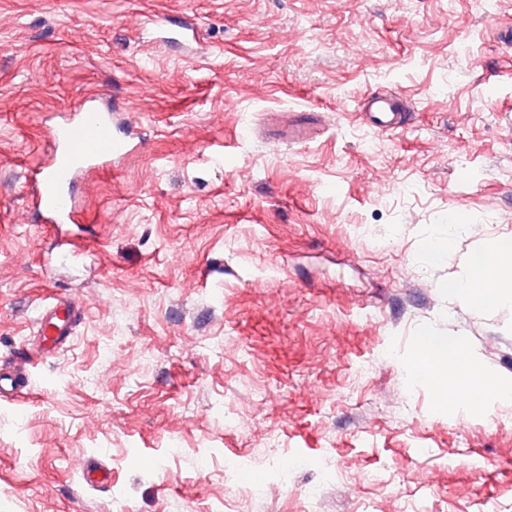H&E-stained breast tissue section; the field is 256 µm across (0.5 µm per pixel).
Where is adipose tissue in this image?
Instances as JSON below:
<instances>
[{
    "instance_id": "obj_1",
    "label": "adipose tissue",
    "mask_w": 512,
    "mask_h": 512,
    "mask_svg": "<svg viewBox=\"0 0 512 512\" xmlns=\"http://www.w3.org/2000/svg\"><path fill=\"white\" fill-rule=\"evenodd\" d=\"M469 276L463 281H451L448 289L472 298L476 307L512 300L507 287L512 284V241L498 244L492 253H478L470 260ZM423 355L429 364L424 373L431 384L439 408H447L448 395L464 392L477 395L493 392L499 395L512 393V388L482 377L473 370L463 350L455 341L443 336L427 334L420 342Z\"/></svg>"
}]
</instances>
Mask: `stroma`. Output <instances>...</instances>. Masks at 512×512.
Returning a JSON list of instances; mask_svg holds the SVG:
<instances>
[{
	"label": "stroma",
	"instance_id": "35a3bbf8",
	"mask_svg": "<svg viewBox=\"0 0 512 512\" xmlns=\"http://www.w3.org/2000/svg\"><path fill=\"white\" fill-rule=\"evenodd\" d=\"M151 9L199 46L156 48ZM509 24L512 0H0V367L38 306L84 311L0 398V512H309L314 487L324 512H512V400L442 410L412 372L426 329L512 385V304L448 290L512 240ZM380 90L412 126L364 124ZM92 95L143 145L76 184L82 223H39L44 119ZM241 454L259 481L225 480ZM79 468L83 474L84 482L89 486L104 484L109 480L110 471L105 469L106 463L97 458H87L81 460Z\"/></svg>",
	"mask_w": 512,
	"mask_h": 512
}]
</instances>
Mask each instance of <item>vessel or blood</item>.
Instances as JSON below:
<instances>
[{"instance_id":"1","label":"vessel or blood","mask_w":512,"mask_h":512,"mask_svg":"<svg viewBox=\"0 0 512 512\" xmlns=\"http://www.w3.org/2000/svg\"><path fill=\"white\" fill-rule=\"evenodd\" d=\"M149 30L154 45L198 43L195 25L173 23L167 15L151 14ZM368 125L382 132L409 126L412 109L396 93L370 95L363 105ZM48 151L38 164L32 189V209L45 224L79 223L77 199L72 189L81 179L109 169L113 162L134 152L138 144L130 127L116 121L102 98L80 103L59 116L47 129ZM81 319L79 307L63 300L43 307L37 318V334L45 352L66 347ZM79 468L87 485L106 483V464L97 458L81 460Z\"/></svg>"}]
</instances>
